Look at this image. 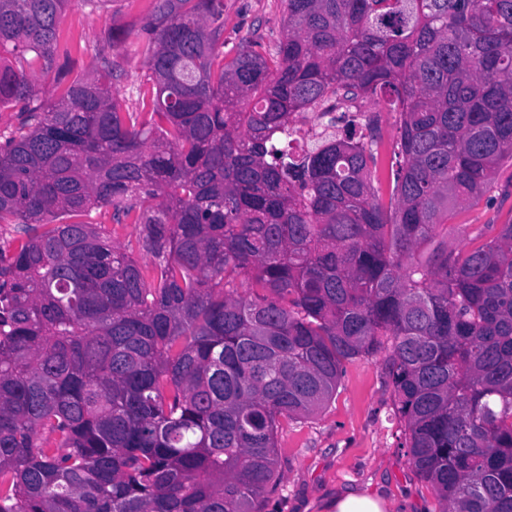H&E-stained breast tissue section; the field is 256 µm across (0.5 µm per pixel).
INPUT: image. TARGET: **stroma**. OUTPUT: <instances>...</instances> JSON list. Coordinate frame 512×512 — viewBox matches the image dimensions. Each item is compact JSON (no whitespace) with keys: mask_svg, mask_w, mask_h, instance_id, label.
Masks as SVG:
<instances>
[{"mask_svg":"<svg viewBox=\"0 0 512 512\" xmlns=\"http://www.w3.org/2000/svg\"><path fill=\"white\" fill-rule=\"evenodd\" d=\"M157 0H103L90 12L78 0L59 14L60 44L70 75L91 77L104 31L129 29L121 53L125 75L116 87L129 96L148 72L139 32ZM286 0H224V53L233 57L248 41L258 51L274 49L282 37ZM512 223V162H503L493 188L475 206L448 221V244L470 248L482 225ZM393 387L383 356L360 357L343 365L336 393L326 408L307 419L281 418L276 488L261 501V512H322L323 503L344 489L367 488L393 500L399 512H440L435 489L414 467L404 448L405 423L395 414Z\"/></svg>","mask_w":512,"mask_h":512,"instance_id":"stroma-1","label":"stroma"}]
</instances>
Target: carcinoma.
<instances>
[{
    "mask_svg": "<svg viewBox=\"0 0 512 512\" xmlns=\"http://www.w3.org/2000/svg\"><path fill=\"white\" fill-rule=\"evenodd\" d=\"M68 2L0 0V512H259L278 416L382 352L443 512H512V224L414 259L512 159V0H287L229 61L224 0H158L134 106L121 27L66 79ZM379 95L388 175L323 109ZM305 111L331 133L298 152ZM102 207L159 262L75 220ZM359 104L362 106L364 112H357L362 113V115H367V112L370 113L371 116L377 118L376 125L379 129V133L382 136L384 142L389 147V152L386 158V165L387 170L391 168V165L393 164V169H396V159L393 158V155L391 154V143L396 139L397 131H396V114L390 110L389 106L382 100H379L377 98H367L359 100ZM355 104H347L343 101H336V109H344V110H356L359 111L360 105Z\"/></svg>",
    "mask_w": 512,
    "mask_h": 512,
    "instance_id": "1",
    "label": "carcinoma"
}]
</instances>
